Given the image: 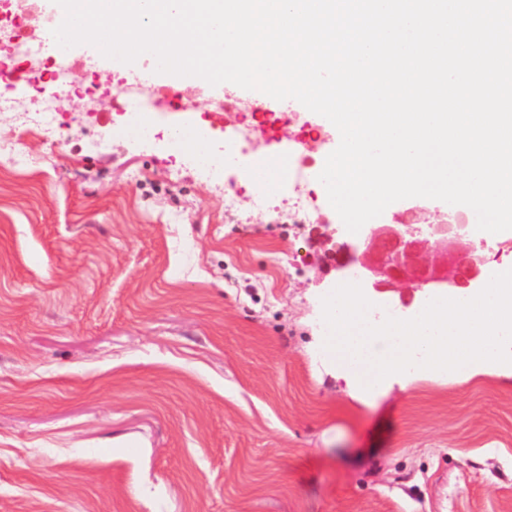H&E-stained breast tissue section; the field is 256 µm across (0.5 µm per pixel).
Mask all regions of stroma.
I'll list each match as a JSON object with an SVG mask.
<instances>
[{
  "instance_id": "stroma-1",
  "label": "stroma",
  "mask_w": 512,
  "mask_h": 512,
  "mask_svg": "<svg viewBox=\"0 0 512 512\" xmlns=\"http://www.w3.org/2000/svg\"><path fill=\"white\" fill-rule=\"evenodd\" d=\"M69 51L48 134L0 154V512H512V377L416 380L372 406L313 351L351 237L334 209L292 224L225 212L201 159L78 97ZM181 111L223 140L221 86Z\"/></svg>"
}]
</instances>
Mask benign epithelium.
<instances>
[{
    "label": "benign epithelium",
    "instance_id": "obj_1",
    "mask_svg": "<svg viewBox=\"0 0 512 512\" xmlns=\"http://www.w3.org/2000/svg\"><path fill=\"white\" fill-rule=\"evenodd\" d=\"M431 201L409 198L391 221L366 224L358 245L336 264L353 265L363 288L385 294L399 283L422 293L464 291L478 286L486 274L484 249L471 241L469 225L432 222Z\"/></svg>",
    "mask_w": 512,
    "mask_h": 512
}]
</instances>
